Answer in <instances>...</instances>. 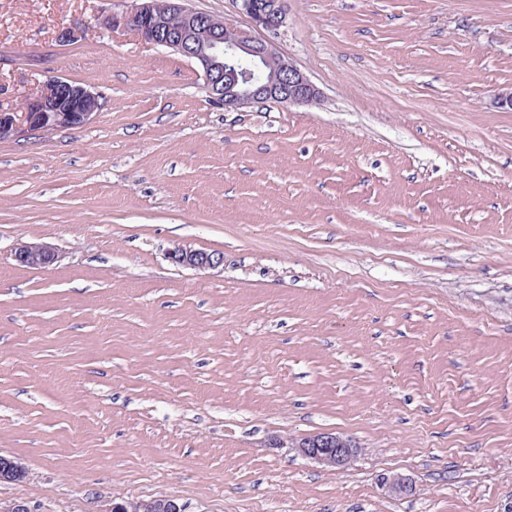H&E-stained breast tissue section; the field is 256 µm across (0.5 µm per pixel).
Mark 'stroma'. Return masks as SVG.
I'll return each instance as SVG.
<instances>
[{
  "mask_svg": "<svg viewBox=\"0 0 512 512\" xmlns=\"http://www.w3.org/2000/svg\"><path fill=\"white\" fill-rule=\"evenodd\" d=\"M123 7L0 0V103L106 99L0 141V501L512 512V0H287L322 101L240 110ZM325 431L347 469L291 446ZM102 94L93 92L83 86L72 84L60 78H53L48 81L40 94L26 99L21 106L22 112H18L12 106L0 104L1 117L7 114L0 123V137L3 126H12L7 132V138L19 139L38 136L45 133L49 127V116L47 112H68L64 115L68 122L54 129L69 126H80L92 122L103 108ZM23 112L24 118H23ZM23 118V119H22ZM21 122H16L20 121ZM15 256L20 264L44 268L52 265L56 259L54 248L43 242L24 243L17 249ZM170 258L177 264L194 268H218L224 263V257L219 253H206L186 247L175 249Z\"/></svg>",
  "mask_w": 512,
  "mask_h": 512,
  "instance_id": "obj_1",
  "label": "stroma"
}]
</instances>
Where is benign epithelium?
Listing matches in <instances>:
<instances>
[{
    "mask_svg": "<svg viewBox=\"0 0 512 512\" xmlns=\"http://www.w3.org/2000/svg\"><path fill=\"white\" fill-rule=\"evenodd\" d=\"M250 19L243 28L231 21L212 22L185 4V0H133L130 9L104 20L124 26L145 43L171 49L195 60L211 99L224 108L238 110L275 102L288 106H318L321 91L263 33L285 26V0H241ZM103 108L102 94L60 78H53L40 94L21 106L24 118L13 122L7 136L29 138L45 133L50 112H63L66 126L92 122ZM16 259L23 265L48 267L56 259L52 246L43 242L21 245ZM177 264L194 268H218L223 255L179 247L171 253ZM306 459L334 469L345 468L357 453L351 440L335 433H320L292 442ZM397 495L412 492L410 480L401 475L383 478ZM105 512H183L173 499L124 502L105 507Z\"/></svg>",
    "mask_w": 512,
    "mask_h": 512,
    "instance_id": "benign-epithelium-1",
    "label": "benign epithelium"
}]
</instances>
